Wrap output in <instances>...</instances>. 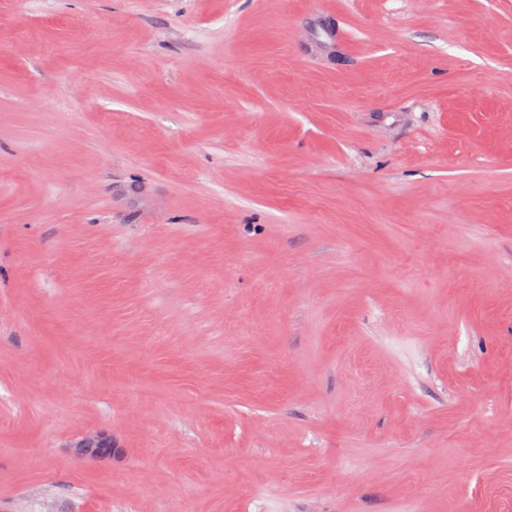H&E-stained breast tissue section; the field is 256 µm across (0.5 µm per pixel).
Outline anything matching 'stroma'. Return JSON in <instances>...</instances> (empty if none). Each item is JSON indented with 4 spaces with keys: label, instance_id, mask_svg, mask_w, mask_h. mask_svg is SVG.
I'll return each instance as SVG.
<instances>
[{
    "label": "stroma",
    "instance_id": "obj_1",
    "mask_svg": "<svg viewBox=\"0 0 512 512\" xmlns=\"http://www.w3.org/2000/svg\"><path fill=\"white\" fill-rule=\"evenodd\" d=\"M1 171L0 512H512V0H10Z\"/></svg>",
    "mask_w": 512,
    "mask_h": 512
}]
</instances>
